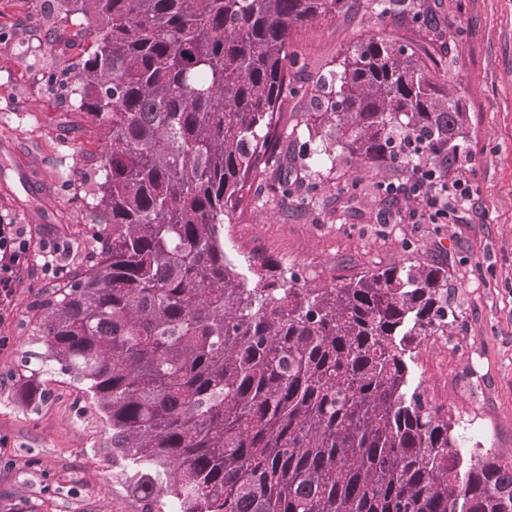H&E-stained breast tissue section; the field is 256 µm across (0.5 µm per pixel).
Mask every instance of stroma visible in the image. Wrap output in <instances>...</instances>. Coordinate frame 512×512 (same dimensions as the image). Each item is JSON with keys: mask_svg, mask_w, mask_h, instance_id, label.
<instances>
[{"mask_svg": "<svg viewBox=\"0 0 512 512\" xmlns=\"http://www.w3.org/2000/svg\"><path fill=\"white\" fill-rule=\"evenodd\" d=\"M79 29L60 23L50 0H0V222L24 225L32 249L0 316V512H142L122 485L105 421L77 384L55 375L50 397L28 408L13 379L32 340L30 309L68 272L88 268L98 247L88 157L105 143L47 80L72 71L77 52L66 38ZM371 35L449 68L467 105L470 149L450 174L468 181L480 205L452 223L389 216L376 186L404 181L407 169L356 172L303 155L299 120L311 95L342 52ZM289 50L299 60L289 72L297 92L283 106L280 146L293 163L258 170L224 227L225 253L246 277L272 256L312 287L409 262L445 267L459 284L457 320L450 335L420 345L413 380L448 407L471 448L512 457V0H404L386 13L349 0L335 18L294 29ZM352 180L354 195L337 193Z\"/></svg>", "mask_w": 512, "mask_h": 512, "instance_id": "35a3bbf8", "label": "stroma"}]
</instances>
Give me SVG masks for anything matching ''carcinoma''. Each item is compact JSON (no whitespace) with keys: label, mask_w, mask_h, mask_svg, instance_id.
Segmentation results:
<instances>
[{"label":"carcinoma","mask_w":512,"mask_h":512,"mask_svg":"<svg viewBox=\"0 0 512 512\" xmlns=\"http://www.w3.org/2000/svg\"><path fill=\"white\" fill-rule=\"evenodd\" d=\"M83 16L96 159L92 267L34 307L26 406L69 375L109 425L143 512H512V457L466 448L411 363L457 320L443 267L323 288L271 259L249 284L224 220L275 151L295 28L348 0H55ZM308 142L373 168L455 157L466 105L408 44L369 36L310 98ZM170 510H165V507Z\"/></svg>","instance_id":"carcinoma-1"}]
</instances>
